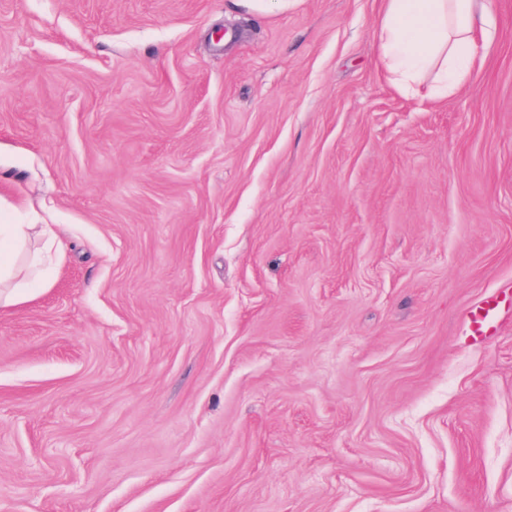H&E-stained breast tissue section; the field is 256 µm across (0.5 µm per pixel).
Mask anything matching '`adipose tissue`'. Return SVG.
Returning a JSON list of instances; mask_svg holds the SVG:
<instances>
[{"label":"adipose tissue","instance_id":"adipose-tissue-1","mask_svg":"<svg viewBox=\"0 0 512 512\" xmlns=\"http://www.w3.org/2000/svg\"><path fill=\"white\" fill-rule=\"evenodd\" d=\"M495 8L496 0H383L377 47L391 81L411 96H444L459 88ZM34 238L43 239L44 257L62 248L50 225L0 226V308L30 293L28 281L17 276L15 259Z\"/></svg>","mask_w":512,"mask_h":512}]
</instances>
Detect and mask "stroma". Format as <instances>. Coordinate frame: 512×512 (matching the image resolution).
<instances>
[{
	"label": "stroma",
	"mask_w": 512,
	"mask_h": 512,
	"mask_svg": "<svg viewBox=\"0 0 512 512\" xmlns=\"http://www.w3.org/2000/svg\"><path fill=\"white\" fill-rule=\"evenodd\" d=\"M381 0H0V512H512V0L434 101ZM32 238L44 239L43 254L34 257L30 267L35 268L43 259L51 258L52 251L62 249L58 232L50 224H1L0 226V308L24 300L32 290L28 281L19 280L15 259L22 254ZM503 310L512 309V292H504L502 295H494L480 302L472 307L468 313V320L470 322V336L475 341H482L487 336H491L492 327L490 316L493 312L498 311L500 308Z\"/></svg>",
	"instance_id": "35a3bbf8"
}]
</instances>
